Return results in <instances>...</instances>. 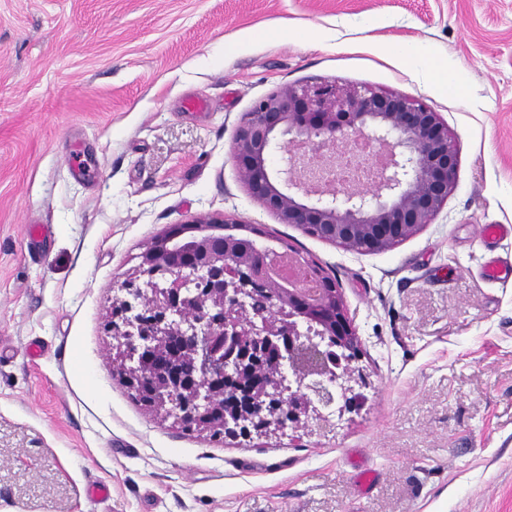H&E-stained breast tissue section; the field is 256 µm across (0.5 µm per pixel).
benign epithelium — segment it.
I'll return each instance as SVG.
<instances>
[{
  "label": "benign epithelium",
  "mask_w": 512,
  "mask_h": 512,
  "mask_svg": "<svg viewBox=\"0 0 512 512\" xmlns=\"http://www.w3.org/2000/svg\"><path fill=\"white\" fill-rule=\"evenodd\" d=\"M364 140L385 149L363 189L336 188L309 171L333 170L336 154ZM311 143L308 156L299 146ZM287 154L274 170L270 156ZM233 153L248 193L282 224L316 230L326 242L359 252H383L431 223L456 185L459 147L439 114L422 101L373 89L337 85L286 86L258 101L235 138ZM229 216L166 231L149 247L113 303L112 362L146 407L183 427L229 437L286 428H323L325 410L359 407L351 382L361 370L322 360L328 336L351 351L359 336L340 289L305 262L313 288H285L259 259L237 257V241L224 235ZM277 288L269 315L247 318L239 308L268 286ZM164 353L155 369L144 353Z\"/></svg>",
  "instance_id": "benign-epithelium-1"
}]
</instances>
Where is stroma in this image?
Wrapping results in <instances>:
<instances>
[{"label": "stroma", "mask_w": 512, "mask_h": 512, "mask_svg": "<svg viewBox=\"0 0 512 512\" xmlns=\"http://www.w3.org/2000/svg\"><path fill=\"white\" fill-rule=\"evenodd\" d=\"M401 41L455 89L391 55ZM314 82L422 100L459 145L447 202L391 250L309 236L247 191L244 116ZM224 213L341 289L368 384L325 430L218 444L112 364L140 254ZM31 224L55 228L38 259ZM486 224L512 225V0H0V512H512V279L482 273L512 264V235Z\"/></svg>", "instance_id": "35a3bbf8"}]
</instances>
